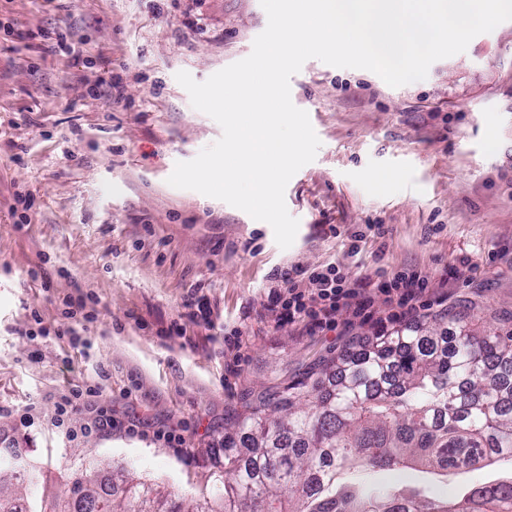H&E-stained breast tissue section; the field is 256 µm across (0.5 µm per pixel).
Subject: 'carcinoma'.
Wrapping results in <instances>:
<instances>
[{"instance_id": "obj_1", "label": "carcinoma", "mask_w": 512, "mask_h": 512, "mask_svg": "<svg viewBox=\"0 0 512 512\" xmlns=\"http://www.w3.org/2000/svg\"><path fill=\"white\" fill-rule=\"evenodd\" d=\"M512 458V332L456 318L366 336L284 391L251 393L224 426L220 486L183 509L124 467L119 487L91 472L46 505L14 497L40 483L20 454L0 465V512H512V476L450 498L430 485ZM411 470L380 489L368 476Z\"/></svg>"}]
</instances>
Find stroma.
Masks as SVG:
<instances>
[{
	"label": "stroma",
	"mask_w": 512,
	"mask_h": 512,
	"mask_svg": "<svg viewBox=\"0 0 512 512\" xmlns=\"http://www.w3.org/2000/svg\"><path fill=\"white\" fill-rule=\"evenodd\" d=\"M266 25L260 0H0V448L42 466L37 494L95 461L190 503L213 491L224 421L248 390L440 314L512 330V21L398 88L304 63L291 99L321 146L286 187L299 229L285 250L268 223L167 182L222 133L176 73L206 80ZM59 30L74 52L45 40ZM330 263L375 282L416 268L428 290L402 316L374 291L335 329L276 324V276ZM79 294L91 321L63 315ZM192 298L207 320L188 319ZM84 382L100 391L74 424L103 409L112 429L71 441L57 406Z\"/></svg>",
	"instance_id": "obj_1"
}]
</instances>
